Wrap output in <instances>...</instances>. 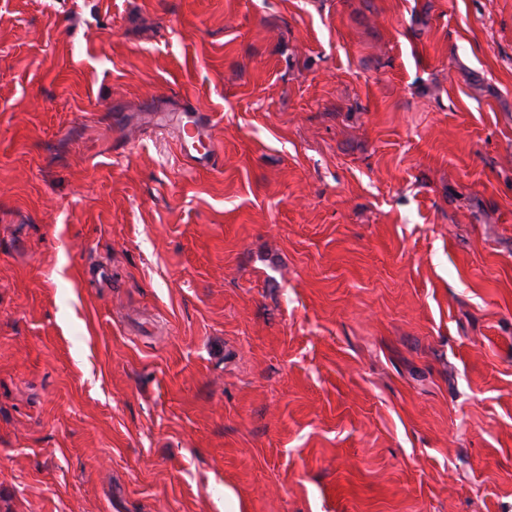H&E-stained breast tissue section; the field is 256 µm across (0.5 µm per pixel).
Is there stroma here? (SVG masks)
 <instances>
[{
  "label": "stroma",
  "instance_id": "1",
  "mask_svg": "<svg viewBox=\"0 0 512 512\" xmlns=\"http://www.w3.org/2000/svg\"><path fill=\"white\" fill-rule=\"evenodd\" d=\"M0 512H512V0H0ZM176 112H183L178 129L184 157L201 168L213 165L218 157L217 143L210 132V124L200 118L194 108L180 107Z\"/></svg>",
  "mask_w": 512,
  "mask_h": 512
}]
</instances>
